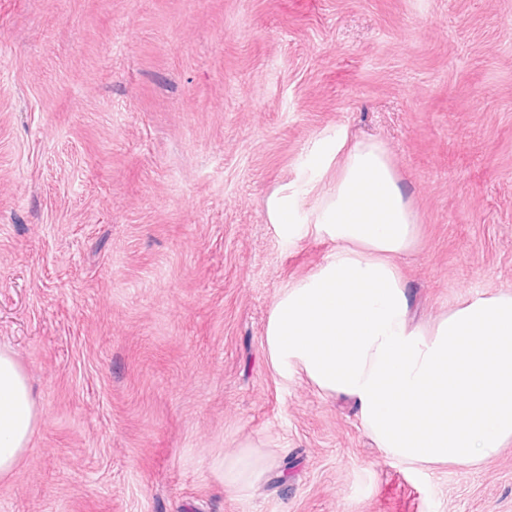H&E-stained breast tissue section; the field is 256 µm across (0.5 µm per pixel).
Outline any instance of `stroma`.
I'll use <instances>...</instances> for the list:
<instances>
[{
    "label": "stroma",
    "instance_id": "1",
    "mask_svg": "<svg viewBox=\"0 0 512 512\" xmlns=\"http://www.w3.org/2000/svg\"><path fill=\"white\" fill-rule=\"evenodd\" d=\"M333 130L417 214V321L512 293V0H0V350L37 411L0 512H512V443L410 467L270 366L334 244L268 201ZM220 470L224 478V488L236 494H243L251 489L261 475L259 459L249 451L236 457L224 458Z\"/></svg>",
    "mask_w": 512,
    "mask_h": 512
}]
</instances>
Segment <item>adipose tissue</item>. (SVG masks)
Wrapping results in <instances>:
<instances>
[{
	"label": "adipose tissue",
	"mask_w": 512,
	"mask_h": 512,
	"mask_svg": "<svg viewBox=\"0 0 512 512\" xmlns=\"http://www.w3.org/2000/svg\"><path fill=\"white\" fill-rule=\"evenodd\" d=\"M318 173L270 206L272 223L334 241L312 275L275 298L263 346L279 373L304 374L327 395L353 399L363 430L410 466H479L512 441V293L468 294L434 325L410 318L396 258L417 218L382 149L325 133ZM27 379L0 352V476L10 474L36 427ZM228 492L260 477L251 452L224 459Z\"/></svg>",
	"instance_id": "obj_1"
}]
</instances>
